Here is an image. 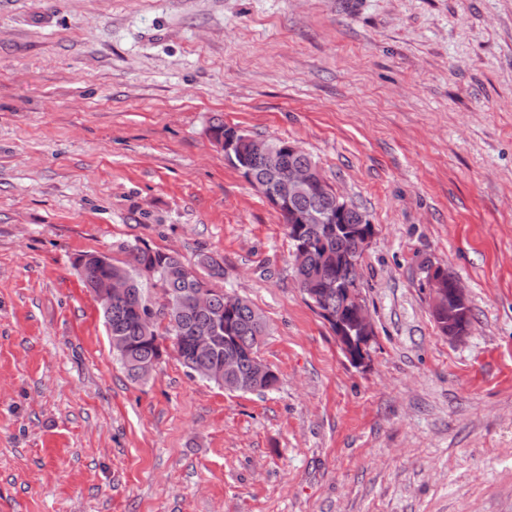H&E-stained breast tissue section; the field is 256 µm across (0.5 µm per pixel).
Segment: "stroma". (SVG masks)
<instances>
[{
    "label": "stroma",
    "instance_id": "1",
    "mask_svg": "<svg viewBox=\"0 0 512 512\" xmlns=\"http://www.w3.org/2000/svg\"><path fill=\"white\" fill-rule=\"evenodd\" d=\"M218 121L373 224L364 366ZM135 244L223 262L275 390L128 377L75 262ZM0 512H512V0H0ZM435 282L436 288H432L430 293L431 310L435 312H443L446 310H461L469 305L467 295L462 288L461 284L456 278L452 279L451 292L448 294V270L440 266L436 267L433 271L431 268L427 273V283L431 287L432 282ZM442 288L448 298L444 297ZM432 317L436 322L440 331L451 338H458L469 333L470 328H464L472 321V310L470 305L461 313L448 315H435L433 312Z\"/></svg>",
    "mask_w": 512,
    "mask_h": 512
}]
</instances>
